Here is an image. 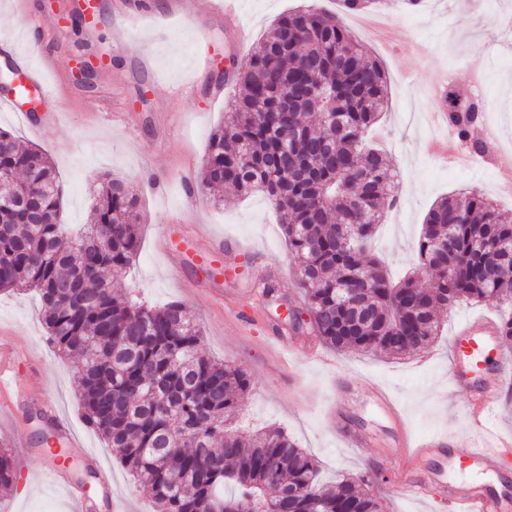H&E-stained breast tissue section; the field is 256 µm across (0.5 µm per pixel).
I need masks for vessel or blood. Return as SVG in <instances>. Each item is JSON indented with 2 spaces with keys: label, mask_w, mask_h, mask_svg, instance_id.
<instances>
[{
  "label": "vessel or blood",
  "mask_w": 512,
  "mask_h": 512,
  "mask_svg": "<svg viewBox=\"0 0 512 512\" xmlns=\"http://www.w3.org/2000/svg\"><path fill=\"white\" fill-rule=\"evenodd\" d=\"M14 65L26 86L41 87L45 80L29 56L6 44ZM31 357L25 342L0 345V416L17 414L24 405L17 388V371ZM449 376L455 390L466 392L464 411L473 431L490 436L489 447H470L456 454L452 442L439 436L428 439L416 448H408L405 435H398L397 447L407 454L399 465L401 482L411 494L447 503L448 512H512V492L491 486L487 478L512 471V444L504 442L494 427L492 416L503 401V386L512 378V355L506 354L500 341L497 322L490 317H472L457 323L449 347ZM45 420L43 430L61 444L73 445L75 436L69 421L61 414L52 398L39 404ZM439 453L447 454L448 467L475 473L476 479L463 491H455L448 480L430 469L429 459ZM46 474L53 477L69 493L74 512H90L93 502L87 491L76 485L56 464L46 459Z\"/></svg>",
  "instance_id": "vessel-or-blood-1"
}]
</instances>
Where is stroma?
<instances>
[{
	"instance_id": "stroma-1",
	"label": "stroma",
	"mask_w": 512,
	"mask_h": 512,
	"mask_svg": "<svg viewBox=\"0 0 512 512\" xmlns=\"http://www.w3.org/2000/svg\"><path fill=\"white\" fill-rule=\"evenodd\" d=\"M242 44H235L224 16L211 0H99L95 29L73 27L71 0H0V41L8 40L41 66L47 88L41 91L37 129H29L0 108V128L40 146L64 185L62 220L69 225L93 221L94 178L111 173L127 179L140 193L141 252L127 282L148 303L184 304L203 332V353L243 370L250 388L231 426L244 434L268 426L283 429L318 462L323 482L352 477L369 483L385 512H440L429 499L403 494L392 472L394 427L412 441L441 434L469 444L463 392L453 388L448 371L452 315L499 317L496 301L461 304L438 313L440 332L423 351L398 359L368 353H337L314 336L285 328L280 304L300 305L294 261L270 204L260 195L237 196L227 187L182 193L186 179H197L210 137L222 124L234 89L224 86V61H245L252 48L284 13L311 5L335 13L339 0H239ZM376 12L396 32L378 42L357 26L344 24L367 45L387 72L391 105L374 141L390 153L399 175L398 203L380 226L373 251L392 276L415 265L421 226L431 205L460 188L494 198L512 217V198L497 196L498 172L490 158L468 168L444 165L427 150L434 135L426 113L432 86L446 83L467 89L484 76L497 134L477 128L474 139L512 142V31L502 18L512 16V0H380ZM112 68L99 71L102 55ZM211 59L203 67L201 55ZM96 68L92 88L78 81L83 63ZM166 185L164 196L141 190L143 174ZM189 231L223 238L233 269L196 263L174 274L164 253L163 235L173 220ZM271 280L278 299L259 285ZM251 309L253 324L237 322L240 308ZM0 329L24 338L32 367L21 368L25 396H53L73 422L81 445L68 449L66 464L76 481L84 480L86 454L112 474L114 494L137 512H153L145 490L109 447L87 427L77 409L80 376L76 361L58 355L42 321L35 293L0 292ZM390 394L400 411L392 422L374 393ZM25 407L16 420L0 421V444L16 461L18 481L0 493V512H70L63 490L41 474L47 447L36 415ZM366 434L373 442L364 454L345 448L342 432Z\"/></svg>"
}]
</instances>
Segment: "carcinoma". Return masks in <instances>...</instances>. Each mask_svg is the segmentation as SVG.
Here are the masks:
<instances>
[{
	"label": "carcinoma",
	"instance_id": "1",
	"mask_svg": "<svg viewBox=\"0 0 512 512\" xmlns=\"http://www.w3.org/2000/svg\"><path fill=\"white\" fill-rule=\"evenodd\" d=\"M357 14L377 0H340ZM240 92L213 134L200 183L262 195L279 216L310 325L336 350L398 357L438 335L436 312L461 302L512 305V222L483 194L438 200L418 241L417 271L397 284L367 250L398 202L395 169L366 134L388 108V79L332 13L305 6L279 18L236 74ZM458 139L484 110L448 87ZM63 188L47 154L0 130V290H34L50 342L79 357L85 424L142 485L155 512H381L363 481L318 480V465L281 429L244 436L226 423L249 389L246 375L200 351L185 306H152L124 292L140 253L139 198L110 174L96 179L95 222H60ZM443 254H438V251ZM428 288L419 270L438 265ZM0 448V490L14 487Z\"/></svg>",
	"mask_w": 512,
	"mask_h": 512
}]
</instances>
